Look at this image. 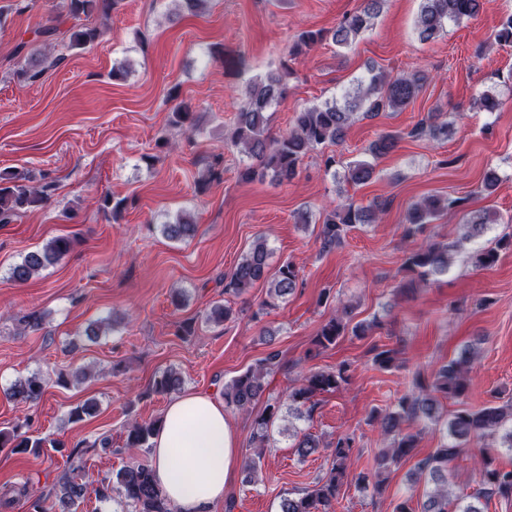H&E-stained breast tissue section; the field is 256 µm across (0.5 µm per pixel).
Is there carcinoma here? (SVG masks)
Segmentation results:
<instances>
[{
	"mask_svg": "<svg viewBox=\"0 0 512 512\" xmlns=\"http://www.w3.org/2000/svg\"><path fill=\"white\" fill-rule=\"evenodd\" d=\"M119 0H68L67 14L78 24L66 31L67 48L84 49L101 36L95 28L80 23L98 11H107ZM383 0H364L363 8L345 15L331 30H306L297 36L290 56L294 57L329 38L341 47L351 46L356 39L372 26L373 19L380 12ZM482 7V0H421L416 20L420 40L430 41L444 31L448 23H459L476 15ZM46 37V44L33 50L26 57L25 68L20 75L28 80L40 78L50 68L59 66L65 55L54 53L53 37L60 35L56 27L39 30ZM288 62L281 69L257 76L247 84L241 101L236 122L229 140L239 152L253 160L239 171V178L249 182L267 175L281 183H290L298 175L303 157L312 150L327 144H337L344 138L355 117L359 114L374 117L381 112L405 109L422 91L426 82L421 73L392 75L382 69H371L370 75L360 80L346 93L350 99L340 107L336 103H324L299 110L294 127L286 134L274 137L270 133L271 110L282 98L286 87L285 75ZM192 111L185 104L177 105L171 115L176 127L192 128ZM414 135H425L432 140L448 138V121L442 113L432 112L412 131ZM400 139L396 133H385L367 148L369 155L376 159L393 151ZM375 165L366 160L350 164L345 174L346 181L359 185L372 180ZM36 175L29 169L0 171V224H9L21 217L28 209L42 204L47 199V187L34 185ZM449 202L436 196H427L412 204L404 216L403 237L410 239L423 232L431 223L448 211ZM383 211L379 204L362 206L347 199L325 216L319 237L323 248L341 243L347 232L356 224L377 222L378 213ZM499 217L490 211H475L465 215L462 237L451 242H433L411 249L405 253L403 269L408 275L406 287L416 288L431 279L445 275L452 259L464 246L483 237L490 226L498 223ZM162 235L169 240H184L194 236L196 225L189 217L180 213L174 222L160 225ZM512 241L501 239L498 247L485 248L473 254L474 263L481 268L494 266L498 259V248L511 245ZM73 248L69 236H56L47 241L39 250L27 253L19 263L10 268V279L16 283L27 282L36 272L43 270L67 256ZM272 252L266 239H256L249 250L236 264L224 284V293L240 296L257 282L268 285V299L265 305L272 307L283 302L298 288V274L295 266L285 261L276 270H271ZM348 307H343V316H337L325 323L314 339V345L326 349L338 340L351 334L356 337L369 335L381 327L377 319L371 322H352L344 319ZM373 362L390 368L397 361V351L384 346L373 347ZM475 355L463 350L447 363L440 365L428 385L421 374H414L411 389L385 409H375L372 420L379 424L384 436L390 438V445L378 455L379 467L386 469L413 456L422 429L421 421L436 422L443 399L460 400L469 390V371ZM279 365V353L272 351L256 366L224 384V402L238 410L249 409L260 401L267 389V377ZM348 366L340 364L335 370L311 371L298 379V385L288 392V415L296 419L313 418L317 407L315 397L325 392H334L347 382ZM184 380L173 369L164 371L153 381L152 391L171 394L181 391ZM43 380L36 374L19 378L9 388V396L22 403H36L44 395ZM281 404H267L264 411L254 419L250 443L259 452L245 461V478L258 482L262 477V452L270 447L272 427L279 419ZM157 428L155 421H134L128 426L126 447L149 448ZM17 425L12 432H0V444L16 440L13 449L25 452L44 447L45 439L32 438L19 433ZM447 437L439 448L419 460L415 465V482L424 483L423 502L420 512H484L480 503L489 502L493 497L512 496V469L493 466V457L487 450L482 451L478 470V488L465 497L451 496L448 492V465L473 440L504 432L506 448L512 451V405L489 404L479 410L462 407L448 418ZM112 447L109 436L103 435L98 443L85 448H75L68 455L72 461L71 476L59 482L55 491L62 512H69L77 499L83 497L86 484L76 482L83 470V457L92 448ZM293 447L300 456L306 457L317 451L320 442L311 433L294 435ZM333 456L330 471L313 485L297 492H289L280 499L279 512H334L333 503L339 495L345 472V462L353 450L350 437H340L329 444ZM94 492L101 500L112 497L124 501L134 512H176L175 505L158 485L152 466L139 463L125 466L110 477L101 480Z\"/></svg>",
	"mask_w": 512,
	"mask_h": 512,
	"instance_id": "1",
	"label": "carcinoma"
}]
</instances>
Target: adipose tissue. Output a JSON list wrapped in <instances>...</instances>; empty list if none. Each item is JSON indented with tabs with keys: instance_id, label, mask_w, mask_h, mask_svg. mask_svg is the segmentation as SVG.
Masks as SVG:
<instances>
[{
	"instance_id": "obj_1",
	"label": "adipose tissue",
	"mask_w": 512,
	"mask_h": 512,
	"mask_svg": "<svg viewBox=\"0 0 512 512\" xmlns=\"http://www.w3.org/2000/svg\"><path fill=\"white\" fill-rule=\"evenodd\" d=\"M156 480L178 512H210L239 465L237 436L212 398L186 393L165 409L152 439Z\"/></svg>"
}]
</instances>
